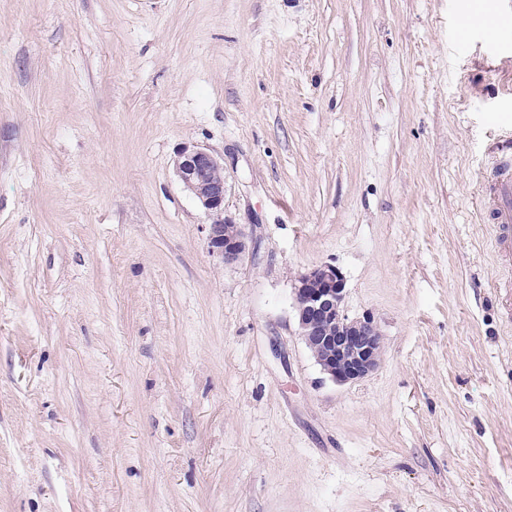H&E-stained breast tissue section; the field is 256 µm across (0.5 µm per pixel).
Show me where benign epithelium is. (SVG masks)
Segmentation results:
<instances>
[{
	"instance_id": "7a95c632",
	"label": "benign epithelium",
	"mask_w": 512,
	"mask_h": 512,
	"mask_svg": "<svg viewBox=\"0 0 512 512\" xmlns=\"http://www.w3.org/2000/svg\"><path fill=\"white\" fill-rule=\"evenodd\" d=\"M219 160L207 150L186 146L178 153L176 172L210 218L207 239L224 264L240 261L252 240L239 224L224 217V180L212 178ZM345 280L331 264L314 267L296 279L293 309L299 335L317 365L340 384L367 377L380 364L383 342L373 316L349 317L344 310Z\"/></svg>"
}]
</instances>
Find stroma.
<instances>
[{"mask_svg": "<svg viewBox=\"0 0 512 512\" xmlns=\"http://www.w3.org/2000/svg\"><path fill=\"white\" fill-rule=\"evenodd\" d=\"M500 125L512 0H0V512H512ZM322 264L355 383L298 334ZM477 210L487 222L505 282L512 288V130L509 127L502 129L489 154L480 181ZM215 168H220L219 160L204 148L185 146L178 153L177 175L211 220L206 225L209 246L224 258L225 264L232 265L249 252L252 240L240 224L224 218V179L212 178ZM213 176L217 178L216 171ZM344 299L345 280L335 265L314 267L294 284L299 335L323 374L340 384L367 377L380 364L383 352L373 316L350 318Z\"/></svg>", "mask_w": 512, "mask_h": 512, "instance_id": "35a3bbf8", "label": "stroma"}]
</instances>
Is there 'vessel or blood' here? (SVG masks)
<instances>
[{"mask_svg":"<svg viewBox=\"0 0 512 512\" xmlns=\"http://www.w3.org/2000/svg\"><path fill=\"white\" fill-rule=\"evenodd\" d=\"M480 217L486 222L494 252L512 287V129L503 128L488 159L480 181L477 201Z\"/></svg>","mask_w":512,"mask_h":512,"instance_id":"obj_1","label":"vessel or blood"}]
</instances>
